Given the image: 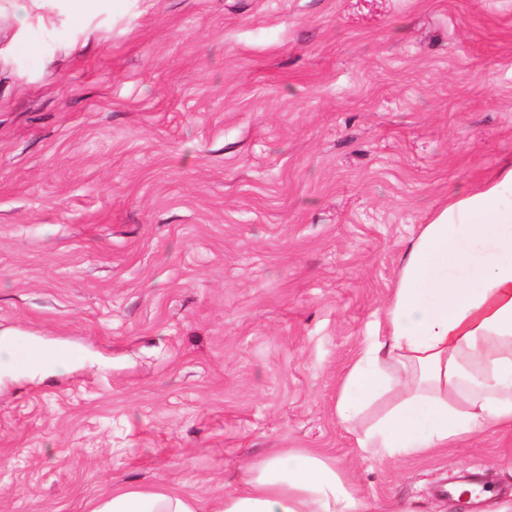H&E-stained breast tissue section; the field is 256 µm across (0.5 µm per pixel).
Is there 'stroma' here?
I'll list each match as a JSON object with an SVG mask.
<instances>
[{
	"instance_id": "stroma-1",
	"label": "stroma",
	"mask_w": 512,
	"mask_h": 512,
	"mask_svg": "<svg viewBox=\"0 0 512 512\" xmlns=\"http://www.w3.org/2000/svg\"><path fill=\"white\" fill-rule=\"evenodd\" d=\"M510 167L512 0H0V512H211L286 448L495 512L512 431L363 460L334 406L419 226ZM33 359L34 353L28 347L9 339H0V369L28 366ZM94 512H199L185 497L175 493L117 490Z\"/></svg>"
}]
</instances>
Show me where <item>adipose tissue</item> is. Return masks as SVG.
<instances>
[{"mask_svg": "<svg viewBox=\"0 0 512 512\" xmlns=\"http://www.w3.org/2000/svg\"><path fill=\"white\" fill-rule=\"evenodd\" d=\"M335 410L357 454L380 461L512 428V169L421 225ZM96 512L197 509L175 493L119 490ZM215 512L377 509L335 459L292 448L247 464Z\"/></svg>", "mask_w": 512, "mask_h": 512, "instance_id": "obj_1", "label": "adipose tissue"}]
</instances>
